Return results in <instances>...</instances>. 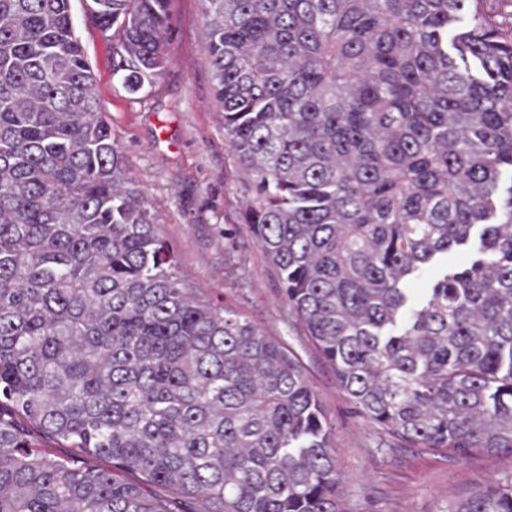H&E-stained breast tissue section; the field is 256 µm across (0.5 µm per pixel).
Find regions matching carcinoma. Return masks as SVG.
<instances>
[{
	"instance_id": "obj_1",
	"label": "carcinoma",
	"mask_w": 512,
	"mask_h": 512,
	"mask_svg": "<svg viewBox=\"0 0 512 512\" xmlns=\"http://www.w3.org/2000/svg\"><path fill=\"white\" fill-rule=\"evenodd\" d=\"M88 2L112 78L144 91L168 0ZM203 2L244 221L339 390L413 448L512 454V13ZM174 269L70 0H0V512H344L297 358ZM455 512H512V477Z\"/></svg>"
}]
</instances>
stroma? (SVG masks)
<instances>
[{
    "mask_svg": "<svg viewBox=\"0 0 512 512\" xmlns=\"http://www.w3.org/2000/svg\"><path fill=\"white\" fill-rule=\"evenodd\" d=\"M71 9L101 110L173 251L178 276L297 356L333 423L345 512H454L471 492L512 476V455L476 450L457 459L412 448L353 413L242 220L251 180L229 151L216 111L201 0H169L165 64L138 95L113 84L112 36L89 20L86 0H71Z\"/></svg>",
    "mask_w": 512,
    "mask_h": 512,
    "instance_id": "35a3bbf8",
    "label": "stroma"
}]
</instances>
